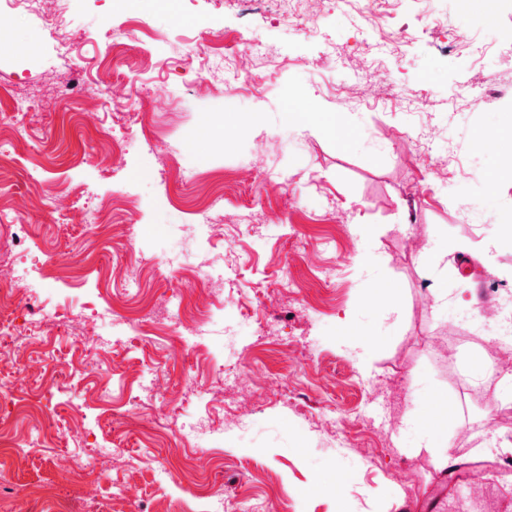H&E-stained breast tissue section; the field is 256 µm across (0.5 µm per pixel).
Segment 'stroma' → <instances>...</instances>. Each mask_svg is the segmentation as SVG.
<instances>
[{
  "mask_svg": "<svg viewBox=\"0 0 512 512\" xmlns=\"http://www.w3.org/2000/svg\"><path fill=\"white\" fill-rule=\"evenodd\" d=\"M54 8L46 0L40 12L0 22L13 41L0 46V140L8 144L0 209L30 227L13 260L37 293L15 297L16 322L38 328L44 351L80 377L81 396L65 414L59 396L42 398L43 415L57 425L16 460L0 512L18 504L50 512L49 500L32 494L38 487L76 494L61 470L110 432L125 440V463H99L81 478L107 512H172L205 485L234 512H399L407 502L460 500L474 486L512 496V475L493 469L441 485L442 468L410 422L415 408L445 396L454 403L449 454L489 461L512 443V430L486 416L508 394L501 374L492 366L476 378L468 369L491 328L459 301L492 296L498 284L512 289V249L496 252L492 265L482 259L496 224L512 216V175L491 147L512 127V97L477 102L462 93L475 69L499 75L500 55L512 50V0H494L488 11L483 0L466 11L457 0H389L370 21L329 0L317 40L283 24L280 0H264L260 24L229 0H177L171 10L160 0H68L57 22ZM141 19L149 31L128 38ZM246 41L260 49L259 86L250 92L229 82ZM365 52L382 60L377 75L393 83L390 96L342 93L360 82L352 59ZM96 83L99 97L78 95ZM114 84L130 100L113 99ZM292 100L342 115L345 137L282 123ZM88 112L99 113L97 124H85ZM254 112L264 115L262 129L248 123ZM205 124L215 138L193 139ZM66 188L97 211L95 227L85 228L77 211L59 225L16 209ZM217 192L225 215L243 217L207 244L213 256L235 257L220 295L194 270L163 266L195 246L199 211ZM126 198L139 212L130 227L115 212ZM360 224L378 230L373 273L360 263L371 246L357 235ZM448 242L465 245V256L443 253ZM463 262L471 277L452 276ZM131 263L142 276L126 296ZM326 266L336 276L323 282L317 272ZM286 278L292 287H282ZM379 288L398 296L399 321L385 319ZM163 295L179 302L183 319L208 318L194 347L181 349L160 324L94 340L69 325L118 297L129 315ZM44 309L55 315L52 328L38 325ZM234 324L241 330L231 345L224 329ZM89 348L107 373H85ZM148 367L159 374L156 404L123 428V405ZM262 374L281 385L254 406L211 404L208 462L197 464L194 447L174 437L175 420L200 409L185 377L216 391L225 377ZM104 386L111 401L97 398ZM381 388L390 425L361 446L337 447L339 431L362 428ZM158 456L174 463V478L157 475ZM405 473L410 483L401 482ZM118 484L134 497L113 499Z\"/></svg>",
  "mask_w": 512,
  "mask_h": 512,
  "instance_id": "35a3bbf8",
  "label": "stroma"
}]
</instances>
